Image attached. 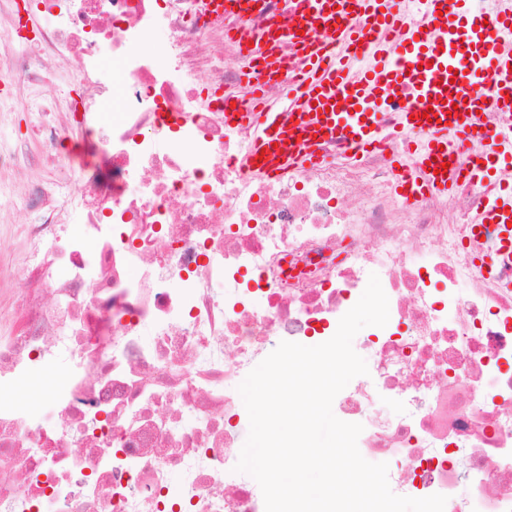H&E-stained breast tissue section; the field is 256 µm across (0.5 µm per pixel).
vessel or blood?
<instances>
[{"mask_svg":"<svg viewBox=\"0 0 512 512\" xmlns=\"http://www.w3.org/2000/svg\"><path fill=\"white\" fill-rule=\"evenodd\" d=\"M426 30L402 25L404 0H308L301 28L330 33L327 43H300L302 59L290 83L287 105L263 103L254 135L252 168L287 173L309 161L304 141L342 139L358 150L377 147L380 107L391 88L404 87L411 102L399 124L420 134L418 171L404 172V197L445 196L461 178L494 182L512 167V133L492 138L486 151L460 169V139L477 137L485 113H512V52L493 41L512 43V0H496L497 37L489 39L467 0H420ZM494 228L493 253L478 257L488 276L497 257H512V185H498L471 223L472 241Z\"/></svg>","mask_w":512,"mask_h":512,"instance_id":"b4317fda","label":"vessel or blood"}]
</instances>
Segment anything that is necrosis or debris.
<instances>
[{
    "mask_svg": "<svg viewBox=\"0 0 512 512\" xmlns=\"http://www.w3.org/2000/svg\"><path fill=\"white\" fill-rule=\"evenodd\" d=\"M217 0H0L11 63L42 120L39 165L20 225L27 286L0 323V512H265L235 472L237 391L281 341L315 346L377 274L385 327L365 332L369 373L335 398L359 423L361 455L387 463L392 491L442 494L445 512H512V259L486 277L470 221L489 193L460 180L452 198L407 205L397 191L410 136L385 116V143L319 145L317 163L251 172L244 74L273 95L242 21ZM304 0H269L253 28L297 26ZM52 25L30 29L32 13ZM166 35L163 56L144 48ZM75 95L58 102L44 59ZM116 113L101 138V104ZM84 130L78 164L57 145ZM57 378L39 404L18 395ZM178 484H171V473Z\"/></svg>",
    "mask_w": 512,
    "mask_h": 512,
    "instance_id": "1",
    "label": "necrosis or debris"
}]
</instances>
